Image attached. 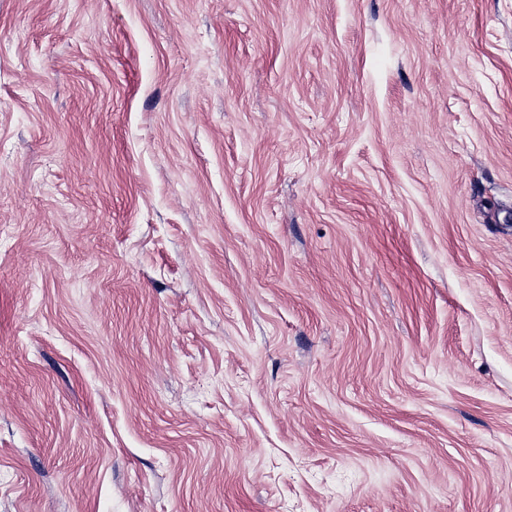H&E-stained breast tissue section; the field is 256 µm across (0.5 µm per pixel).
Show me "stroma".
<instances>
[{
  "label": "stroma",
  "mask_w": 512,
  "mask_h": 512,
  "mask_svg": "<svg viewBox=\"0 0 512 512\" xmlns=\"http://www.w3.org/2000/svg\"><path fill=\"white\" fill-rule=\"evenodd\" d=\"M0 512H512V0H0Z\"/></svg>",
  "instance_id": "stroma-1"
}]
</instances>
